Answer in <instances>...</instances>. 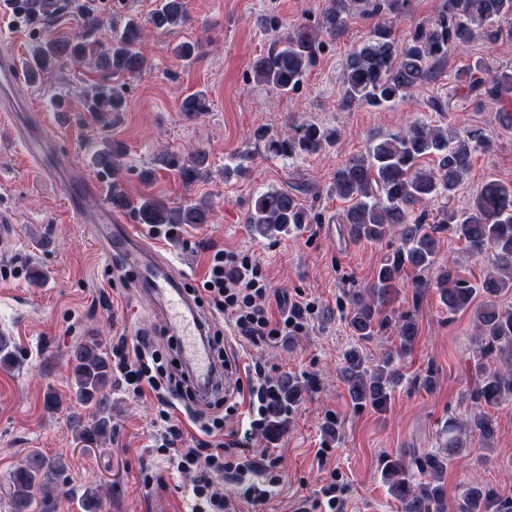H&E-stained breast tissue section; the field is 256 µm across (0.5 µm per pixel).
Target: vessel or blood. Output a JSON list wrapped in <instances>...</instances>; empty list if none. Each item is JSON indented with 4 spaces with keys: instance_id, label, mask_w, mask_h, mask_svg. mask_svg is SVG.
I'll list each match as a JSON object with an SVG mask.
<instances>
[{
    "instance_id": "obj_1",
    "label": "vessel or blood",
    "mask_w": 512,
    "mask_h": 512,
    "mask_svg": "<svg viewBox=\"0 0 512 512\" xmlns=\"http://www.w3.org/2000/svg\"><path fill=\"white\" fill-rule=\"evenodd\" d=\"M24 79L23 70L12 56H0V110L28 113L26 124L13 128V134L25 147L31 164L43 175L80 196L93 194L95 187L84 180L60 155L56 131L33 111L31 104H20L13 89ZM81 223L89 225L102 244L111 264L135 268L145 285V292L159 305L166 326L177 339L178 357L195 383L199 394L208 395L221 373L205 340L208 320L198 309L183 279L169 265L158 261L154 250L140 232L128 224L123 213L111 206L101 207L96 214L82 213L73 205Z\"/></svg>"
}]
</instances>
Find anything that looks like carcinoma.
<instances>
[{"label":"carcinoma","mask_w":512,"mask_h":512,"mask_svg":"<svg viewBox=\"0 0 512 512\" xmlns=\"http://www.w3.org/2000/svg\"><path fill=\"white\" fill-rule=\"evenodd\" d=\"M407 0H327L321 18L313 24L292 25L264 54L251 63L253 81L272 91L298 90L310 67L317 62L325 46L323 36L334 37L356 16L371 23V34L345 66L342 98L348 106L380 107L396 104L411 96L428 80L434 69L448 56V49L467 48L476 39L494 42L502 35L499 23L512 15V0H444L442 10L427 25L417 27L402 42L392 37L386 16L402 12ZM22 10L38 23L51 25L59 12L58 0H25ZM185 0H162L147 21L129 20L120 33H99L94 20L72 37L47 36L33 48L29 63V82H39L55 65L91 57L96 70L114 77L134 75L146 64L137 50L145 26L167 31L185 21ZM465 82L479 89L483 102L510 117L512 72L476 68L466 74ZM123 105L121 90L114 86L96 88L85 99L88 112L105 116ZM207 109L206 98L197 92L185 97L181 111L188 116ZM264 140L266 152L273 156L293 157L317 154L334 142L335 136L323 127L306 123L298 133L287 136L257 134ZM488 147V140L476 130L461 135L447 127L431 126L421 120L405 129L373 142L365 153L349 158L336 169L331 191L349 203L345 223L351 237L380 241L396 235L401 247L383 263L371 286L354 295L345 315L347 326L361 341L374 335L377 325L386 319L382 311L398 293V285L411 275L416 280L430 276L440 301L452 314L468 308L477 289L459 278L455 270L437 263V234L455 226L469 248L487 255L489 267L483 271L482 290L487 300L475 309L476 334L470 338L474 350L477 381L466 398L474 411L464 419L448 418L441 430L442 447L412 459L389 460L383 468V482L401 512H512V499L499 498L471 485L448 501L444 484L448 463L463 453H471L469 437L476 433L491 445L497 431V419L485 408L512 402V308L500 307L495 297L512 291V184L496 180L485 182L477 190L473 205L458 211L439 210L433 224H423L426 212L411 218L416 205L433 201L439 194L456 193L471 168L472 156ZM121 147L112 144L94 156L97 167L112 173L110 203L117 210H132L139 224H207L210 209L199 202L176 209L162 201L146 198L139 204L129 199L117 179ZM167 165L178 168L183 180L193 181L207 164L200 151L182 160L166 157ZM308 210L286 190L259 194L248 214L250 231L272 239L289 231L290 226L309 224ZM400 353L412 350L417 327L412 319L396 322ZM73 384L76 400L97 408L99 418L79 431L83 440L99 441L109 435L111 426L104 416L103 391L112 382L107 353L96 340L79 344L74 352ZM341 376L354 407H387L399 371L394 356L386 355L378 363L369 362L361 349L346 351ZM306 387L290 378L282 385L281 398L293 405L301 401ZM64 464L39 451L11 470L5 478L9 512H53L52 491ZM82 512H103L101 489L90 486L80 496Z\"/></svg>","instance_id":"cac0c4a2"}]
</instances>
